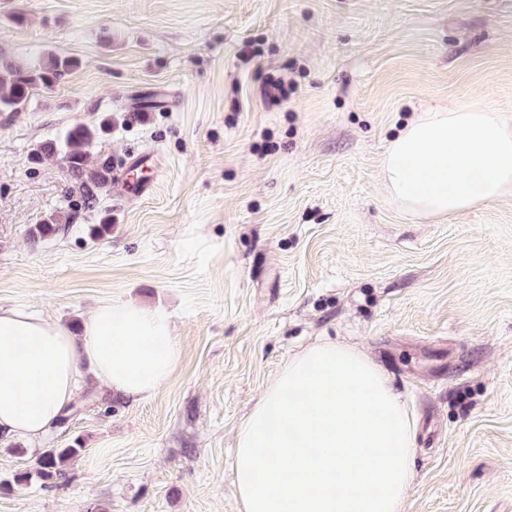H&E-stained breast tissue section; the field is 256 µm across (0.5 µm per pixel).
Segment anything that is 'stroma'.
Returning a JSON list of instances; mask_svg holds the SVG:
<instances>
[{
  "mask_svg": "<svg viewBox=\"0 0 512 512\" xmlns=\"http://www.w3.org/2000/svg\"><path fill=\"white\" fill-rule=\"evenodd\" d=\"M51 53L76 67L0 113V307L68 328L162 307L179 360L145 399L90 376L66 424L0 434V512H238L237 431L324 340L366 353L415 418L405 512H512V196L411 216L381 173L419 109L512 113V0H0V57ZM107 115L96 153L149 154L154 191L116 180L88 208L32 157ZM73 445L65 478L39 477ZM81 448H47L38 462L37 474L45 479L62 478L68 462L77 456Z\"/></svg>",
  "mask_w": 512,
  "mask_h": 512,
  "instance_id": "35a3bbf8",
  "label": "stroma"
}]
</instances>
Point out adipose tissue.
I'll return each instance as SVG.
<instances>
[{
  "label": "adipose tissue",
  "instance_id": "ef3b65f1",
  "mask_svg": "<svg viewBox=\"0 0 512 512\" xmlns=\"http://www.w3.org/2000/svg\"><path fill=\"white\" fill-rule=\"evenodd\" d=\"M178 356L172 319L160 308L99 306L78 336L40 315L0 308V432L45 435L86 370L123 397L150 396L172 375Z\"/></svg>",
  "mask_w": 512,
  "mask_h": 512
}]
</instances>
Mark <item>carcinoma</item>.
<instances>
[{
  "instance_id": "carcinoma-1",
  "label": "carcinoma",
  "mask_w": 512,
  "mask_h": 512,
  "mask_svg": "<svg viewBox=\"0 0 512 512\" xmlns=\"http://www.w3.org/2000/svg\"><path fill=\"white\" fill-rule=\"evenodd\" d=\"M76 62L69 58L50 56L46 63L37 68L15 62L0 63V112H18L29 100L32 90L52 87L73 68ZM112 123L106 119L98 124H76L60 137L42 144L36 151L38 160L57 157L64 161L77 186L81 199L87 205L97 203V191L101 184L96 180V170H112V157L93 159L92 149L105 137ZM61 230L60 217L50 215L35 226L31 236L46 238ZM80 449L48 448L38 462L37 474L45 479L61 478L66 475L68 462L77 456Z\"/></svg>"
}]
</instances>
